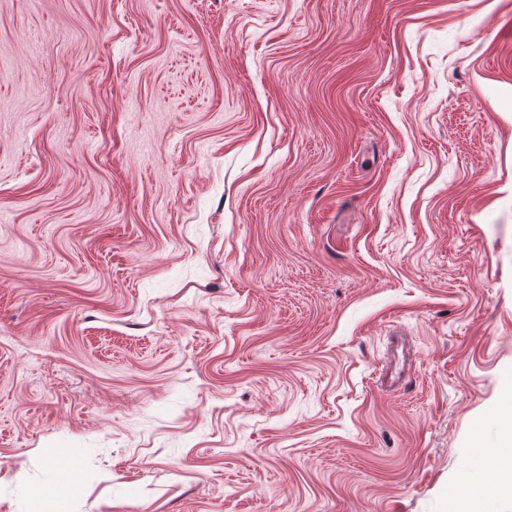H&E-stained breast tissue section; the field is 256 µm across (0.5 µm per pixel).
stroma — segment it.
Returning a JSON list of instances; mask_svg holds the SVG:
<instances>
[{
    "label": "stroma",
    "instance_id": "stroma-1",
    "mask_svg": "<svg viewBox=\"0 0 512 512\" xmlns=\"http://www.w3.org/2000/svg\"><path fill=\"white\" fill-rule=\"evenodd\" d=\"M511 379L512 0H0V512H449Z\"/></svg>",
    "mask_w": 512,
    "mask_h": 512
}]
</instances>
